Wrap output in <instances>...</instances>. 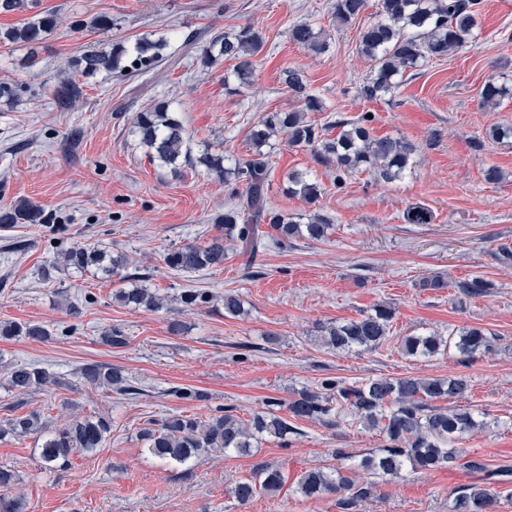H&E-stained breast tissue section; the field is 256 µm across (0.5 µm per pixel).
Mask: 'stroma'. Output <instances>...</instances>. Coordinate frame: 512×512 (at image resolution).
Listing matches in <instances>:
<instances>
[{
    "mask_svg": "<svg viewBox=\"0 0 512 512\" xmlns=\"http://www.w3.org/2000/svg\"><path fill=\"white\" fill-rule=\"evenodd\" d=\"M334 0H39L38 8L62 19L55 36L26 67L24 48L0 43V81L25 88L14 104L0 102V207L26 199L39 205L42 224L0 229V321L39 322L49 341L0 340L9 362L42 365L60 385L28 395L9 392L0 367V421L40 410L48 426L69 415L100 413L112 419L102 448L73 455L67 468L49 471L40 459L42 439L0 441V462L21 481L28 512H342L336 496L301 497L296 483L317 467L354 470L375 493L352 512H453L457 488L478 483L493 495V512H512V138L488 140L491 125L512 126V98L497 107L480 104L487 81L512 88V0H484L475 45L417 68L397 90L367 102L357 94L370 74L356 52L359 24L337 27ZM97 16L110 29L90 27ZM86 20L83 28L74 27ZM307 19L327 34L330 48L315 54L288 38ZM252 24L265 46L255 58L250 84L231 93L224 79L234 64L203 67L198 40ZM145 36L166 37V58L143 74L87 78L84 97L63 111L53 98L70 77V60L87 52L133 47ZM305 72L324 104L317 124L371 113L373 132L401 138L417 151L401 180L387 183L363 171L334 184L335 171L314 163L307 150L277 140L270 152L269 204L298 217L328 215L327 239L273 246L246 263L226 246L224 264L193 272L169 268L168 249L208 245L221 231L213 219L231 190L204 168L172 177L153 164L132 132L137 112L155 101L181 113L193 152L211 148L226 163L249 151L248 131L265 113L291 107L283 72ZM482 148H474V141ZM498 181L486 178L489 168ZM309 173L321 186L315 204L289 196L286 176ZM412 204L428 207L430 224L405 223ZM72 246L102 247L125 258V272L168 299L158 312H135L114 302L118 279L59 271L45 275L49 260ZM435 276L447 287H424ZM491 282L486 296L467 299L458 281ZM189 288L214 294L211 303L184 306ZM238 294L243 315H225L219 300ZM78 301L79 317L67 310ZM391 306L395 316L382 346L337 352L321 345L318 329ZM477 327L492 336L490 351L470 359L451 353L406 356L403 337L455 336ZM127 343H104L110 330ZM275 341H267V334ZM101 362L122 369L141 393L132 398L78 382L75 370ZM461 376L468 389L457 408L485 413L489 430L460 440L474 470L461 463L407 472L392 481L358 469L363 455L383 445L379 431L342 412L337 428L296 421L291 445L271 441L251 454L214 453L185 465L146 458L142 429L182 411L208 418L233 408L250 418L272 398L289 400L325 377L346 382L376 378ZM179 388L207 393L204 401L176 397ZM344 457H336V449ZM280 468L285 484L276 495L239 503L233 484L257 467Z\"/></svg>",
    "mask_w": 512,
    "mask_h": 512,
    "instance_id": "stroma-1",
    "label": "stroma"
}]
</instances>
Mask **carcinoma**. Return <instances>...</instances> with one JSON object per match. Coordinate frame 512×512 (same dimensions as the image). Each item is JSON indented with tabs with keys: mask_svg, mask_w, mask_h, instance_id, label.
<instances>
[{
	"mask_svg": "<svg viewBox=\"0 0 512 512\" xmlns=\"http://www.w3.org/2000/svg\"><path fill=\"white\" fill-rule=\"evenodd\" d=\"M368 7V0H335L334 19L339 26L358 20ZM482 0H378V19L360 30L357 53L372 62L371 74L358 89V96L373 102L390 94L409 69L448 56L476 43ZM55 13H36L22 26L0 30V43L21 45L30 54L49 40L58 29ZM288 38L295 45L313 53L329 48L326 34L307 21H298L288 29ZM264 47L262 35L246 24L231 33H224L203 44L200 60L205 65L219 58L236 62L234 76L238 84L249 83L253 58ZM167 42L162 38H141L129 50L122 44L109 52L86 53L72 62L79 77L98 73L124 76L164 60ZM283 83L296 107L265 114L250 129V152L237 159L232 167L224 166V155L202 153L195 157L189 144L190 136L179 112L166 101H159L137 113L134 131L138 144L149 160L169 169L173 174L185 166L202 165L225 185L235 184L232 195L235 203L214 218L224 228V236L206 246L181 245L164 255L165 263L176 271H195L224 264V241L240 245V253L250 257L259 248L270 244L286 249L292 241L306 237L322 240L331 224L320 214H313L301 224L292 217L272 210L267 202L266 183L269 176V154L264 148L272 138L283 136L288 144L310 150L313 160L336 169V188L341 189L347 178L360 170L374 173L385 182L402 177L410 168L414 147L390 136H376L370 126L372 119L362 114L355 119H338L323 127L308 119V113L321 112L322 100L313 94L305 73L295 68L283 71ZM83 95L82 83L68 78L53 90L60 107L67 108ZM506 95L504 87L492 80L481 91V105L494 107ZM338 129L328 137V130ZM286 192L300 196L309 203L321 194L318 183L306 174L287 175ZM409 224H430L432 211L424 205H412L404 214ZM24 221L41 224L42 209L30 201H18L0 209V228ZM94 271L118 276L124 269L120 256L112 257L98 249L72 246L54 260L52 267ZM455 288L465 297H484L492 284L481 277L456 283ZM119 304L134 310L155 312L163 308L162 298L148 288H122L114 295ZM393 310L379 304L373 312L344 323L325 326L322 343L334 350L354 348L375 349L390 329ZM51 337L45 325L35 322H0V338H27L45 341ZM405 352L415 357H434L451 351L466 358L491 349L489 338L478 328L463 330L457 336H407ZM77 376L85 384L113 391L119 395H136L138 388L119 369L106 363H87L78 368ZM62 381L35 363L12 364L7 372V386L12 392L25 395L33 390L60 385ZM468 389L463 377L441 378H377L362 383L326 377L319 390L305 389L290 401L270 399L264 408L242 421L230 410L208 416L203 421L194 414L173 413L144 431L149 455L159 461L185 465L217 450L246 454L268 438L279 440L288 447V435L295 428L277 414L286 408L299 420H315L328 428L338 426L337 412H351L364 426L377 430L384 446L361 458L359 467L390 479H401L407 470L442 468L464 458L462 450L453 444L465 436L489 427V422L474 413L436 404L462 396ZM112 431V419L106 415H78L62 426L47 429L42 414L33 410L24 416L8 418L0 426V439L6 436L23 438L43 437L41 462L46 467L64 466L70 455L90 452L102 447ZM19 475L9 464H0V512H27L22 496L12 493ZM283 484L279 469L261 467L254 477L239 480L232 493L238 502L246 504L259 492L276 493ZM348 495L339 501L341 508L352 509L357 502L374 494L370 484H357L354 478L341 471L317 468L308 471L297 481V492L306 498L324 493ZM493 498L484 488L467 485L455 493L453 512H492Z\"/></svg>",
	"mask_w": 512,
	"mask_h": 512,
	"instance_id": "obj_1",
	"label": "carcinoma"
}]
</instances>
